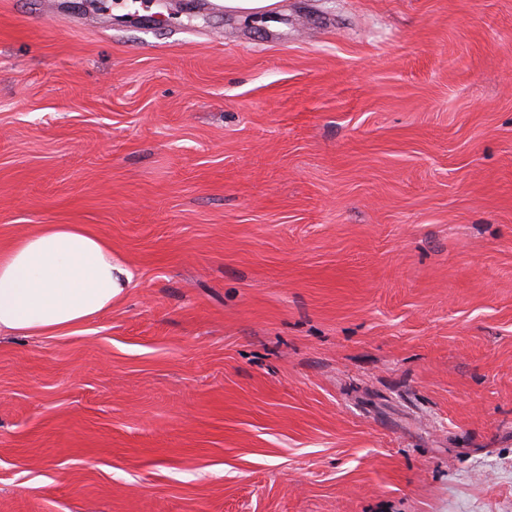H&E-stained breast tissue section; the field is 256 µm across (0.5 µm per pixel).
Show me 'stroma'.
<instances>
[{
	"mask_svg": "<svg viewBox=\"0 0 512 512\" xmlns=\"http://www.w3.org/2000/svg\"><path fill=\"white\" fill-rule=\"evenodd\" d=\"M133 281L0 338V512H512V0H0V244ZM280 0H224V11L250 16L271 12Z\"/></svg>",
	"mask_w": 512,
	"mask_h": 512,
	"instance_id": "1",
	"label": "stroma"
}]
</instances>
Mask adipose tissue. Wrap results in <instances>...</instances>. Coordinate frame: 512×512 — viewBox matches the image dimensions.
<instances>
[{"instance_id":"obj_1","label":"adipose tissue","mask_w":512,"mask_h":512,"mask_svg":"<svg viewBox=\"0 0 512 512\" xmlns=\"http://www.w3.org/2000/svg\"><path fill=\"white\" fill-rule=\"evenodd\" d=\"M133 280L103 234L40 224L0 246V336H59L107 311Z\"/></svg>"}]
</instances>
